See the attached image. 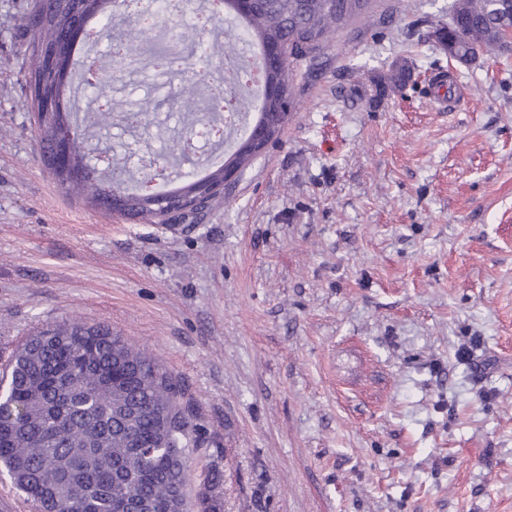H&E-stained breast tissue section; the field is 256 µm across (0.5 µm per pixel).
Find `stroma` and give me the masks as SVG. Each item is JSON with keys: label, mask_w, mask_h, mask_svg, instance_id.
<instances>
[{"label": "stroma", "mask_w": 512, "mask_h": 512, "mask_svg": "<svg viewBox=\"0 0 512 512\" xmlns=\"http://www.w3.org/2000/svg\"><path fill=\"white\" fill-rule=\"evenodd\" d=\"M373 0L301 65L296 107L228 204L195 223L113 217L43 159L24 74L31 0H0V355L104 322L194 405L188 496L221 512H512V50L462 65L449 0ZM412 79L373 98L400 59ZM458 100L427 97L438 70ZM99 144L178 185L177 117ZM473 358L457 360L460 346Z\"/></svg>", "instance_id": "1"}]
</instances>
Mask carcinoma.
Wrapping results in <instances>:
<instances>
[{
    "mask_svg": "<svg viewBox=\"0 0 512 512\" xmlns=\"http://www.w3.org/2000/svg\"><path fill=\"white\" fill-rule=\"evenodd\" d=\"M115 0H38L27 17L32 32L30 63L25 81L36 80L46 96L61 99L62 109L40 124L45 154L56 139L68 138L72 169L86 176L56 171L60 185L89 204L112 210V191L98 173L93 141L111 125L112 113L92 112L76 121L70 106L71 83L60 85L45 67L47 54L73 59L67 33L72 24L112 20ZM224 21L231 36L247 44L253 65L270 42L291 47L280 69L267 73L270 88L287 93L286 112L295 103L297 68L318 58L336 35L367 14L371 0H257L253 9L238 12L224 0ZM126 38L115 47L124 55L139 53L144 30L139 17L127 16ZM512 29V5L507 0H453L449 22L434 34L443 49L473 62L506 48ZM207 58L224 65V84L213 87L211 99L224 98L231 81L230 54L218 43L206 46ZM411 76L407 61L393 63L389 73L371 78L375 95L402 90ZM206 75L194 74L171 89L169 100L184 110L196 104ZM160 103L148 99L125 115V125L140 127ZM256 154L243 145L225 154L224 165L204 179L216 190L189 196L195 190L191 174L179 190L191 197L189 212L171 202L163 210L151 205L152 194L132 192L128 217L162 223L180 214L186 219L209 208L224 193V168L245 170ZM0 380L7 397L0 409V465L12 483L38 512H191L187 472L194 441L190 433L192 404L183 400L178 381L150 353L125 341L105 323L65 321L27 337L5 360Z\"/></svg>",
    "mask_w": 512,
    "mask_h": 512,
    "instance_id": "1",
    "label": "carcinoma"
}]
</instances>
